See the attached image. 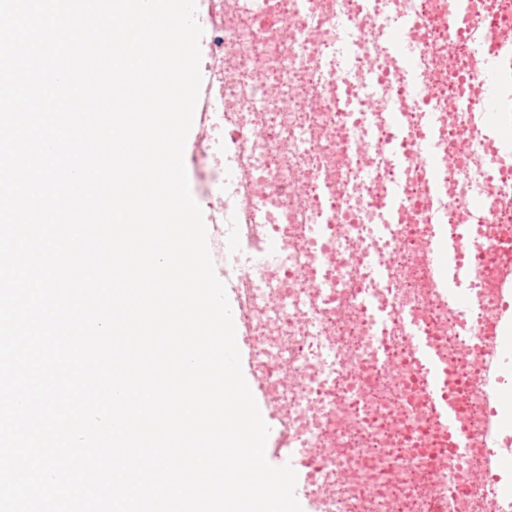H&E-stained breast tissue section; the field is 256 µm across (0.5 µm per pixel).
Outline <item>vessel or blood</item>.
Listing matches in <instances>:
<instances>
[{
  "label": "vessel or blood",
  "instance_id": "1",
  "mask_svg": "<svg viewBox=\"0 0 512 512\" xmlns=\"http://www.w3.org/2000/svg\"><path fill=\"white\" fill-rule=\"evenodd\" d=\"M494 48L487 42L474 43L471 53L474 66L481 73L484 95H491L496 83V75L487 66ZM413 157L427 164L436 184L446 180V163L437 162L428 140H421L414 147ZM468 246L462 231H448L434 226L431 235L423 242L424 270L434 298L441 306L465 316L473 312L480 300L479 293L467 287V275L458 264L457 257ZM253 264L245 262L240 270L239 286L233 289L230 298L233 322L236 330V343L242 358L254 357V344L249 324L244 318L246 308L252 299L251 282ZM495 285L502 304L494 317L484 321L481 330L480 346L484 349L486 362V404L485 432L471 435L460 426V404L448 390V361L436 348L423 325L411 311L400 308L397 317L403 340L411 352L414 367L424 388L428 407L436 417L442 430L447 433L456 457H467L472 447L480 445L488 450L486 467L493 472L512 468V460L492 452V445L498 444L505 434V426L495 403L504 393L512 391V344L505 340L512 332V254H507L500 262L495 274ZM252 394L256 403L265 410L264 420L270 427L265 454L268 462L277 461L282 454L292 458L291 466L300 477L296 482V497L307 500L310 512H321L318 500L308 493L312 463L299 449L289 447L288 429L270 403L261 381H254Z\"/></svg>",
  "mask_w": 512,
  "mask_h": 512
}]
</instances>
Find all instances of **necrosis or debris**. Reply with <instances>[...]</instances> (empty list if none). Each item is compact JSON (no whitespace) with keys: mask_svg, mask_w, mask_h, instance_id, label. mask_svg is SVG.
<instances>
[{"mask_svg":"<svg viewBox=\"0 0 512 512\" xmlns=\"http://www.w3.org/2000/svg\"><path fill=\"white\" fill-rule=\"evenodd\" d=\"M286 29L258 24L260 13ZM208 120L199 159L213 188V224H263L278 246L275 268L255 278L248 320L258 374L294 447L317 464L309 489L325 512H433L436 496L455 512H483L498 477L480 458L458 467L412 380L411 355L394 320L372 304L400 299L448 348L454 393L483 429L484 366L471 333L435 305L419 260L436 224L472 225L467 256L476 287H487L497 249L487 229L512 225V205L469 212L465 200L497 184L512 190V155L489 133L468 45L512 39V0H207ZM406 30L423 48L407 73L392 47ZM404 115L393 127L388 115ZM232 116L230 144L217 131ZM474 134L462 138L465 129ZM437 152L462 142L445 190L405 159L415 137ZM237 175L224 181V151ZM403 208L389 231L378 195ZM390 265L374 278L372 262Z\"/></svg>","mask_w":512,"mask_h":512,"instance_id":"necrosis-or-debris-1","label":"necrosis or debris"}]
</instances>
